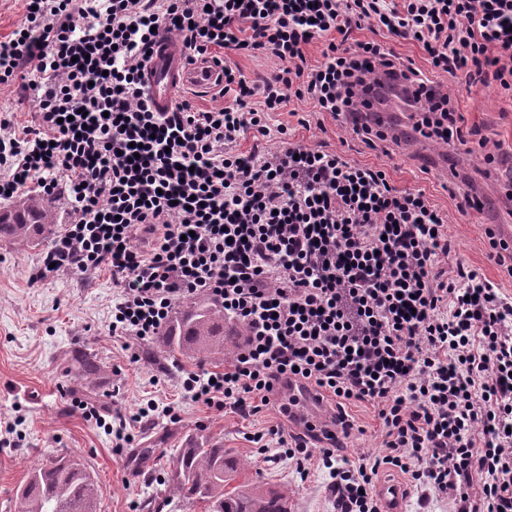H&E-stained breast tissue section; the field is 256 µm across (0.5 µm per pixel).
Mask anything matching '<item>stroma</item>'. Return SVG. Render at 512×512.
Segmentation results:
<instances>
[{"label": "stroma", "instance_id": "obj_1", "mask_svg": "<svg viewBox=\"0 0 512 512\" xmlns=\"http://www.w3.org/2000/svg\"><path fill=\"white\" fill-rule=\"evenodd\" d=\"M457 112L472 135L466 143L442 146L427 142L429 151L446 154L448 164L468 185L487 181L489 165L475 149L478 138L500 144L503 178L512 177V95L493 87L468 86L465 76H440ZM288 126L302 144L338 152L351 160L384 169L394 185L419 189L448 214V234L454 258L479 270L506 296L512 297V277L489 257L484 212L498 209V218L512 224V198L499 199L497 185L488 183L481 209L460 212L437 171L421 167L400 144L371 148L340 122L319 115L306 100H291L269 120L271 133L242 135V152L279 147L278 126ZM44 248L19 246L0 239V512H14L13 491L36 465L61 454L81 459L99 486V512H149L153 492L163 490L167 462L196 442L224 449L244 464L246 478L288 496V512H335L327 492V469L312 466L300 480L288 459L272 458L253 442L254 433L280 422L278 409L244 418L185 401L179 389V368L159 340L139 346V362H131L125 338L109 329L117 291L108 273H60L49 281L32 275ZM97 364L83 378L85 358ZM176 406L178 419H146L123 452L116 440L95 421L84 418L79 405L88 403L102 416L130 414L147 402ZM348 414L361 431L346 441L347 454L379 451L383 436L372 405L355 402ZM155 458L141 464V449Z\"/></svg>", "mask_w": 512, "mask_h": 512}]
</instances>
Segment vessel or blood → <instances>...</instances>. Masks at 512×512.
<instances>
[{
	"instance_id": "obj_1",
	"label": "vessel or blood",
	"mask_w": 512,
	"mask_h": 512,
	"mask_svg": "<svg viewBox=\"0 0 512 512\" xmlns=\"http://www.w3.org/2000/svg\"><path fill=\"white\" fill-rule=\"evenodd\" d=\"M223 82L220 66L208 58H188L170 34L159 31L142 77L143 90L154 111H171L182 91H209ZM277 397L287 404L290 415L300 427H319L326 423L321 399L304 383H282ZM376 492L384 512H403L404 490L398 482L383 480Z\"/></svg>"
}]
</instances>
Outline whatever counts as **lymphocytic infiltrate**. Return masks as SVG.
<instances>
[{"label":"lymphocytic infiltrate","mask_w":512,"mask_h":512,"mask_svg":"<svg viewBox=\"0 0 512 512\" xmlns=\"http://www.w3.org/2000/svg\"><path fill=\"white\" fill-rule=\"evenodd\" d=\"M368 24L417 44L430 74L352 41ZM158 28L190 57L258 53L277 69L258 82L225 67L228 103L154 111L141 80ZM460 72L512 93V0H24L0 39V84L19 83L37 112L22 128L0 119V200L33 182L66 199L70 221L35 278L109 272L113 335L148 341L199 294L244 326L222 369L182 371L184 399L250 417L293 379L333 400L345 427L347 404L375 407L378 454L349 458L326 431L254 436L300 477L311 460L327 468L337 512H382L386 467L454 512H512V299L463 263L442 266L447 213L284 126L277 150L235 147L269 135L294 98L380 146L386 134L355 114L384 76L422 89L425 137L463 143V117L433 80Z\"/></svg>","instance_id":"lymphocytic-infiltrate-1"}]
</instances>
